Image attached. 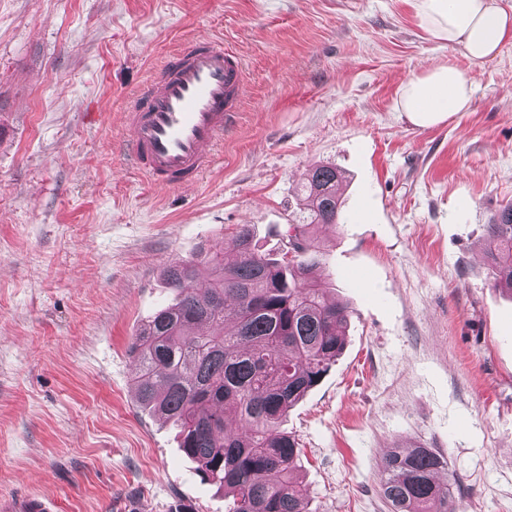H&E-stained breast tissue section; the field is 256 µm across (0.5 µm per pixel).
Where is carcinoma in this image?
<instances>
[{
    "mask_svg": "<svg viewBox=\"0 0 512 512\" xmlns=\"http://www.w3.org/2000/svg\"><path fill=\"white\" fill-rule=\"evenodd\" d=\"M342 181L333 166L310 170L283 233L296 246L290 262L260 252L242 224L235 261L209 250L168 266L177 302L130 344L139 403L179 429L184 455L231 497L227 512H306L293 476L301 448L281 423L344 346L347 307L314 277L323 255L314 229L341 223ZM486 249L494 286L512 293V203L486 225ZM229 302L236 325L227 331ZM447 466L432 448L391 449L380 470L384 499L393 512H457L451 484L437 478Z\"/></svg>",
    "mask_w": 512,
    "mask_h": 512,
    "instance_id": "cac0c4a2",
    "label": "carcinoma"
}]
</instances>
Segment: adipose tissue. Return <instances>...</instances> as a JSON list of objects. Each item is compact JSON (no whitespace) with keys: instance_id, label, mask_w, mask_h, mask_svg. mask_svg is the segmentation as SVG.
Instances as JSON below:
<instances>
[{"instance_id":"1","label":"adipose tissue","mask_w":512,"mask_h":512,"mask_svg":"<svg viewBox=\"0 0 512 512\" xmlns=\"http://www.w3.org/2000/svg\"><path fill=\"white\" fill-rule=\"evenodd\" d=\"M412 5L434 39L458 48L473 63L495 58L512 41V11L497 0H412ZM472 95L473 80L466 71L440 65L409 79L398 105L414 124L429 126L467 111Z\"/></svg>"}]
</instances>
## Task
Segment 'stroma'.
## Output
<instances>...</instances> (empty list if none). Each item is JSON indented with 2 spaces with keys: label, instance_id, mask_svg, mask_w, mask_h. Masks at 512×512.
Segmentation results:
<instances>
[{
  "label": "stroma",
  "instance_id": "obj_1",
  "mask_svg": "<svg viewBox=\"0 0 512 512\" xmlns=\"http://www.w3.org/2000/svg\"><path fill=\"white\" fill-rule=\"evenodd\" d=\"M200 35L243 59L245 92L214 166L173 190L129 165L123 113ZM437 64L472 103L420 127L400 88ZM319 163L345 176L319 275L351 315L283 422L309 512H389L380 462L415 446L462 512H512V293L485 252L512 202V42L472 64L412 0H0V498L224 512L139 406L128 347L176 299L166 264L232 259L241 224L277 251Z\"/></svg>",
  "mask_w": 512,
  "mask_h": 512
}]
</instances>
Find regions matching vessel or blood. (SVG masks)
Masks as SVG:
<instances>
[{
	"label": "vessel or blood",
	"mask_w": 512,
	"mask_h": 512,
	"mask_svg": "<svg viewBox=\"0 0 512 512\" xmlns=\"http://www.w3.org/2000/svg\"><path fill=\"white\" fill-rule=\"evenodd\" d=\"M244 91L245 70L235 53L206 37L187 42L167 58L125 114L131 165L171 189L196 185L212 166ZM4 508L56 512L57 505L30 494Z\"/></svg>",
	"instance_id": "1"
}]
</instances>
